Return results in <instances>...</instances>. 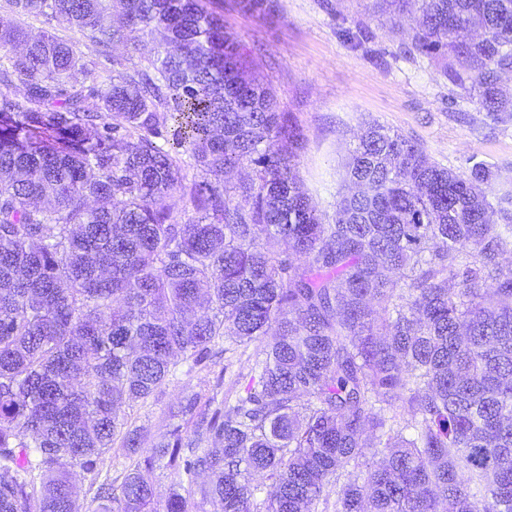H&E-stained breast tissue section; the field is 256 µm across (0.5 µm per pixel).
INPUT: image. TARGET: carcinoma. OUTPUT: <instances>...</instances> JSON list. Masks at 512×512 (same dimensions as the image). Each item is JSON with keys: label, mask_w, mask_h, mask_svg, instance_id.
<instances>
[{"label": "carcinoma", "mask_w": 512, "mask_h": 512, "mask_svg": "<svg viewBox=\"0 0 512 512\" xmlns=\"http://www.w3.org/2000/svg\"><path fill=\"white\" fill-rule=\"evenodd\" d=\"M5 3L0 512H512V209L490 200L486 164L458 175L370 122L327 224L300 186V126L203 0ZM370 3L419 13L406 52L512 119V0ZM39 16L94 56L30 36ZM145 38L139 65L98 80V57ZM169 123L177 151L157 141ZM218 340L264 342L245 394L214 410L193 394L170 408L193 437L179 424L142 448L126 403ZM114 449L129 464L101 481ZM26 22H27V26H29V28L32 30L33 34L42 33V31L52 32V33L55 32L59 36H63L65 38H70L75 41H80L79 42L80 49L85 53L89 52V50L85 46L84 42L81 41L80 35L72 32L70 29H66L65 28L66 25L62 24V22L58 21L55 18L47 19L45 17H40L37 20L29 18L26 20Z\"/></svg>", "instance_id": "cac0c4a2"}]
</instances>
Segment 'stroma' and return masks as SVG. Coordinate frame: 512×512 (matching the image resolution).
<instances>
[{"label": "stroma", "mask_w": 512, "mask_h": 512, "mask_svg": "<svg viewBox=\"0 0 512 512\" xmlns=\"http://www.w3.org/2000/svg\"><path fill=\"white\" fill-rule=\"evenodd\" d=\"M205 4L223 15L225 30L249 49L253 69L272 85L281 110L302 126L298 176L323 214L333 215L349 148L371 121L420 144L457 174H467L469 157H477L492 173L494 194L512 189V121L494 123L458 102L442 65L405 54L411 16H375L365 0H275L267 20L239 13L235 0ZM239 369L232 353L199 365L179 362L166 385L125 412L154 444L174 425L171 405L203 386L223 397Z\"/></svg>", "instance_id": "1"}]
</instances>
